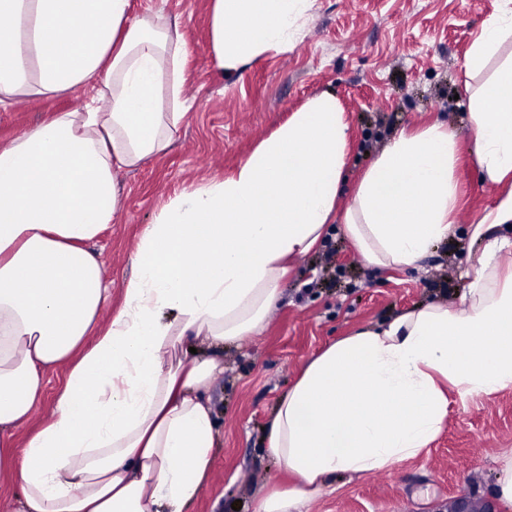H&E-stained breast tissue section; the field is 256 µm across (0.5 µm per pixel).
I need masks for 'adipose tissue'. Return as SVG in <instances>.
I'll list each match as a JSON object with an SVG mask.
<instances>
[{"label": "adipose tissue", "instance_id": "1", "mask_svg": "<svg viewBox=\"0 0 512 512\" xmlns=\"http://www.w3.org/2000/svg\"><path fill=\"white\" fill-rule=\"evenodd\" d=\"M312 0H210L209 52L227 73L282 53ZM0 108L91 88L0 146V437L28 426L46 374L66 365L51 419L9 464L16 512H187L217 443L208 391L220 348L259 332L297 257L341 221L380 270L418 265L454 232L456 133L433 122L392 139L342 203L351 149L336 96L310 97L234 171L190 184L145 226L122 303L93 245L117 210L115 173L166 154L193 106L188 50L163 10L131 0H0ZM512 0L471 43L466 133L480 172L512 180ZM457 307L429 303L358 329L305 363L272 414L267 451L292 482L254 512H306L339 473L391 471L448 419V395L512 390V189L471 225ZM209 352L191 353L193 343Z\"/></svg>", "mask_w": 512, "mask_h": 512}]
</instances>
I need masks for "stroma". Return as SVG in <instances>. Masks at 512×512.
<instances>
[{"label":"stroma","instance_id":"35a3bbf8","mask_svg":"<svg viewBox=\"0 0 512 512\" xmlns=\"http://www.w3.org/2000/svg\"><path fill=\"white\" fill-rule=\"evenodd\" d=\"M135 11L177 17L190 57L184 93L194 107L167 154L116 175L118 212L95 243L112 282L109 320L141 232L157 209L184 186L220 177L245 160L311 96L340 101L353 146L347 184L358 179L401 131L430 121L458 136L456 176L464 196L457 232L437 243L421 266L376 271L332 225L320 248L299 257L280 285L281 299L264 329L224 348V373L210 396L218 446L209 484L192 512H253L259 496L289 476L266 451L264 428L303 365L339 337L429 302L458 303L472 249L467 229L499 198L467 151V51L498 0H314L303 36L281 55H268L236 74L219 71L208 50L209 0H133ZM78 88L23 98L0 109V143L55 112L80 107ZM512 451V390L460 400L448 423L418 458L389 473L340 474L309 512H445L449 497L489 501L512 512L498 494L501 458Z\"/></svg>","mask_w":512,"mask_h":512}]
</instances>
